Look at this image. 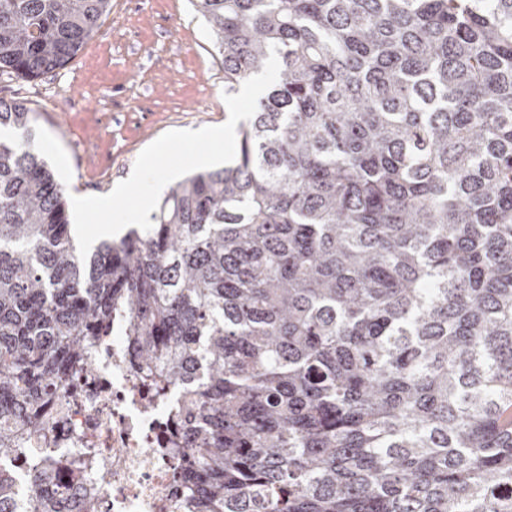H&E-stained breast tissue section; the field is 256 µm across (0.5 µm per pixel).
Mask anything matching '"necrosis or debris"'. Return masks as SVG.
<instances>
[{
	"label": "necrosis or debris",
	"instance_id": "4bbe7bcc",
	"mask_svg": "<svg viewBox=\"0 0 512 512\" xmlns=\"http://www.w3.org/2000/svg\"><path fill=\"white\" fill-rule=\"evenodd\" d=\"M128 333L127 314L114 313L92 372L55 401L34 445L56 455L69 493H94L99 512H188L179 476L186 451L172 447L168 434L179 396L143 384L128 364Z\"/></svg>",
	"mask_w": 512,
	"mask_h": 512
}]
</instances>
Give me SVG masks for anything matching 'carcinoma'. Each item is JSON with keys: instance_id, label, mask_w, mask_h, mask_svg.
Returning a JSON list of instances; mask_svg holds the SVG:
<instances>
[{"instance_id": "cac0c4a2", "label": "carcinoma", "mask_w": 512, "mask_h": 512, "mask_svg": "<svg viewBox=\"0 0 512 512\" xmlns=\"http://www.w3.org/2000/svg\"><path fill=\"white\" fill-rule=\"evenodd\" d=\"M224 92L281 71L235 161L81 258L66 188L0 100V459L112 320L188 445L194 512H512V0H191ZM111 0H0V75L66 66Z\"/></svg>"}]
</instances>
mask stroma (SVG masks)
<instances>
[{
	"label": "stroma",
	"instance_id": "stroma-1",
	"mask_svg": "<svg viewBox=\"0 0 512 512\" xmlns=\"http://www.w3.org/2000/svg\"><path fill=\"white\" fill-rule=\"evenodd\" d=\"M223 95V59L190 0H111L65 67L0 77V99L32 109L31 148L71 196L109 194L168 131L224 124Z\"/></svg>",
	"mask_w": 512,
	"mask_h": 512
}]
</instances>
